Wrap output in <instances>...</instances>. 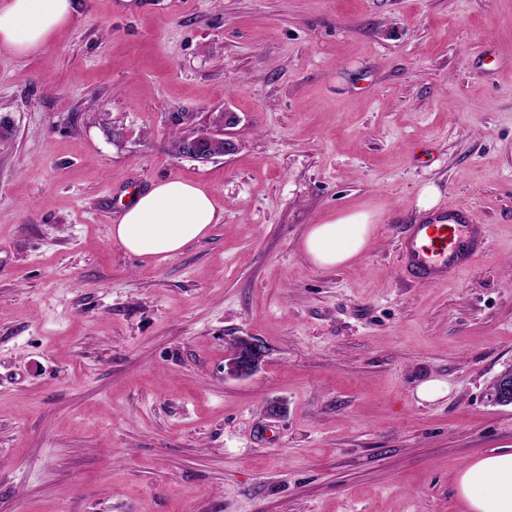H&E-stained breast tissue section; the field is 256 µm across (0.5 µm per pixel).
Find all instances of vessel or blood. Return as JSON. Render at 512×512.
I'll list each match as a JSON object with an SVG mask.
<instances>
[{
    "label": "vessel or blood",
    "mask_w": 512,
    "mask_h": 512,
    "mask_svg": "<svg viewBox=\"0 0 512 512\" xmlns=\"http://www.w3.org/2000/svg\"><path fill=\"white\" fill-rule=\"evenodd\" d=\"M487 232L468 205L435 210L423 223L410 225L401 239L400 272L419 285L453 280L482 255Z\"/></svg>",
    "instance_id": "1"
}]
</instances>
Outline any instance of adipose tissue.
Masks as SVG:
<instances>
[{"label": "adipose tissue", "instance_id": "1", "mask_svg": "<svg viewBox=\"0 0 512 512\" xmlns=\"http://www.w3.org/2000/svg\"><path fill=\"white\" fill-rule=\"evenodd\" d=\"M79 0H0V45L24 57L38 51L78 14ZM217 218L214 195L171 179L133 195L112 238L138 257H172L208 233ZM374 216L366 210L311 225L302 239L306 258L320 268L349 264L369 246ZM468 512H512V452L491 451L470 460L456 478Z\"/></svg>", "mask_w": 512, "mask_h": 512}]
</instances>
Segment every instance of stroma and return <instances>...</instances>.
<instances>
[{"label":"stroma","instance_id":"1","mask_svg":"<svg viewBox=\"0 0 512 512\" xmlns=\"http://www.w3.org/2000/svg\"><path fill=\"white\" fill-rule=\"evenodd\" d=\"M227 110L236 153L178 152ZM0 121V512H467L458 471L512 449V0H82L0 46ZM170 179L216 224L126 252L129 191ZM428 183L489 238L419 286ZM361 208L363 255L304 257ZM241 337L264 361L225 376ZM374 223L371 212L360 210L323 224H313L302 239L303 253L313 265L320 268L347 265L368 248Z\"/></svg>","mask_w":512,"mask_h":512}]
</instances>
